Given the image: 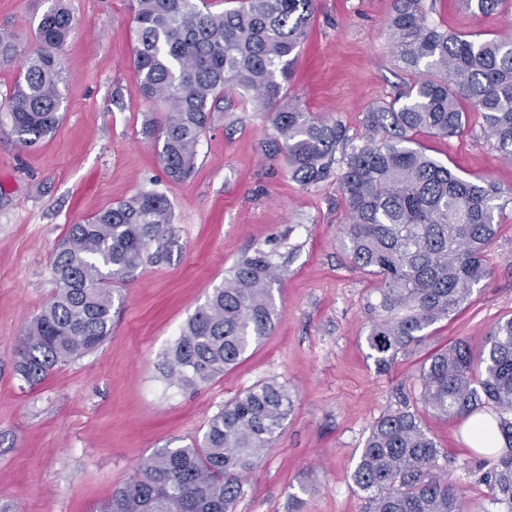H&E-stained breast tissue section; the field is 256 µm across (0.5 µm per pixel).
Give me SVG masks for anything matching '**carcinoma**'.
I'll list each match as a JSON object with an SVG mask.
<instances>
[{
  "mask_svg": "<svg viewBox=\"0 0 512 512\" xmlns=\"http://www.w3.org/2000/svg\"><path fill=\"white\" fill-rule=\"evenodd\" d=\"M134 2L133 67L144 97L165 108L143 134L161 144L169 178L191 175L202 134L224 96L237 90L253 93L269 115L274 135L264 152L282 159L295 180L317 184L342 166L343 243L353 264L375 279L365 342L380 367L426 341L430 328L456 313L489 276L484 255L496 234L501 191L456 174L423 151L414 134L456 135L474 112L512 159V36L443 32L428 21L424 0H392L390 39L399 62L419 79L367 112L365 132L355 140L288 95L314 0H239L221 13L195 0ZM461 2L488 14L504 0ZM72 23L62 0L39 18L41 49L24 57L8 103L22 147L60 122L61 50ZM18 57L14 40L1 34L0 65ZM175 236L171 204L155 190L70 225L52 261L56 291L16 349L20 379L36 385L98 348L122 303L114 280L168 262ZM281 274L261 248L240 259L164 353L162 375L194 389L236 364L271 330L272 287ZM417 380L419 401L435 416L463 421L495 410L494 419L475 422L471 439L488 451L502 443L498 457H484L478 467L489 504L512 512V317L497 321L478 353L462 339L431 353ZM292 408L285 386H251L211 416L202 438L143 458L96 512H235L244 474L281 436ZM441 459L421 418L397 409L371 426L353 484L365 494L367 512H466Z\"/></svg>",
  "mask_w": 512,
  "mask_h": 512,
  "instance_id": "cac0c4a2",
  "label": "carcinoma"
}]
</instances>
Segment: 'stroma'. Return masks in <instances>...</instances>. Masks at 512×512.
Masks as SVG:
<instances>
[{
  "mask_svg": "<svg viewBox=\"0 0 512 512\" xmlns=\"http://www.w3.org/2000/svg\"><path fill=\"white\" fill-rule=\"evenodd\" d=\"M53 2L0 0V33L15 35L23 53L36 52L38 19ZM64 2L74 28L63 50L61 121L35 147L16 144L7 118L20 65H0V512H97L142 458L202 436L224 403L270 379L288 388L293 411L245 474L235 512H364L352 473L370 426L400 408L421 413L469 512H483L487 488L468 423L425 412L416 380L431 351L458 338L481 348L491 327L512 315V160L484 136L479 116L470 115L459 136L418 141L462 177L502 190L485 257L490 276L430 339L383 370L364 342L373 280L343 247L338 175L305 185L282 160L266 159V116L248 95L232 92L200 140L194 174L169 180L158 144L142 133L161 107L143 96L133 68L132 0ZM425 6L444 31L485 39L512 32V0L488 17L465 11L460 0ZM390 14L391 0H316L289 95L349 136L363 133L368 109L416 79L392 52ZM150 189L171 202V261L117 281L123 305L98 349L24 384L14 373L15 350L55 290L51 260L68 225ZM258 245L283 267L271 331L209 384H170L159 369L163 354Z\"/></svg>",
  "mask_w": 512,
  "mask_h": 512,
  "instance_id": "1",
  "label": "stroma"
}]
</instances>
